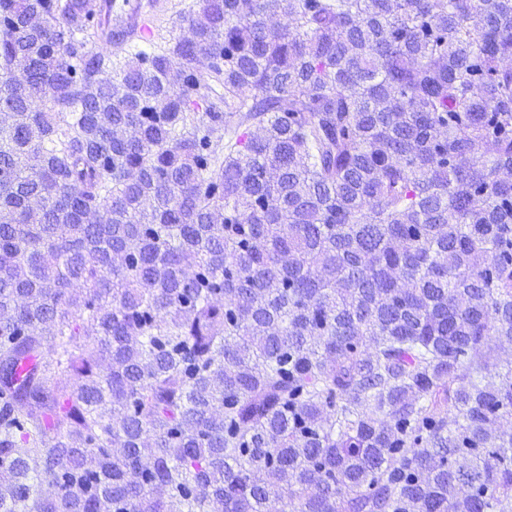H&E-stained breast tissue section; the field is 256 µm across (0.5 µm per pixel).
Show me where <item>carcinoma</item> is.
<instances>
[{
	"instance_id": "1",
	"label": "carcinoma",
	"mask_w": 512,
	"mask_h": 512,
	"mask_svg": "<svg viewBox=\"0 0 512 512\" xmlns=\"http://www.w3.org/2000/svg\"><path fill=\"white\" fill-rule=\"evenodd\" d=\"M100 12L0 0V512H512V0ZM165 8L158 14L156 27V7L159 6V0H123L121 13H125L126 18L132 20L135 24V32L138 38L143 41L139 46H145L144 42H151L158 28L159 33L154 41H159V35L170 38H182L188 35L187 23L171 18V1L164 0ZM167 4L169 9L167 10ZM170 35V36H168Z\"/></svg>"
}]
</instances>
